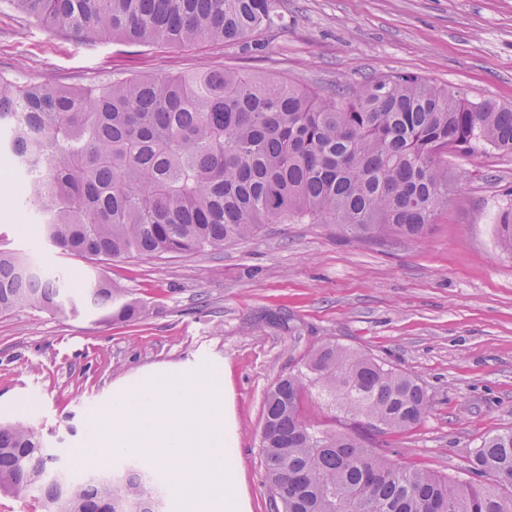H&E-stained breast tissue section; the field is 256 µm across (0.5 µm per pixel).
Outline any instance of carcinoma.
<instances>
[{
  "label": "carcinoma",
  "mask_w": 512,
  "mask_h": 512,
  "mask_svg": "<svg viewBox=\"0 0 512 512\" xmlns=\"http://www.w3.org/2000/svg\"><path fill=\"white\" fill-rule=\"evenodd\" d=\"M85 45L241 42L281 18L279 0H7ZM0 158L66 254L112 260L216 251L263 224H338L359 238L422 240L448 207V155L512 153V106L410 74L352 94L228 69L123 78L96 90L0 77ZM64 276L0 251V314L64 307ZM86 304L139 308L99 278ZM312 386L339 429L307 419ZM424 388L370 355L318 346L268 390L261 448L276 512H512V429L486 437L468 473L484 486L386 460L376 437L418 425ZM43 434L0 423V493L40 512H159L153 470L75 478Z\"/></svg>",
  "instance_id": "1"
}]
</instances>
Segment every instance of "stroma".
<instances>
[{
    "label": "stroma",
    "instance_id": "1",
    "mask_svg": "<svg viewBox=\"0 0 512 512\" xmlns=\"http://www.w3.org/2000/svg\"><path fill=\"white\" fill-rule=\"evenodd\" d=\"M283 21L227 45L114 40L87 48L0 0V76L101 88L115 78L231 69L323 94L411 73L512 105V0H283ZM455 189L425 240H357L333 224H265L223 250L96 261L61 253L0 176V250L62 272L81 298L90 276L140 309L128 322L23 306L0 315V419L47 435L75 465L90 420L117 383L153 370L226 367L241 429L248 512H274L260 441L264 399L322 343L363 351L421 384L429 411L379 436L402 466L464 477L482 440L512 428V153L448 159Z\"/></svg>",
    "mask_w": 512,
    "mask_h": 512
}]
</instances>
